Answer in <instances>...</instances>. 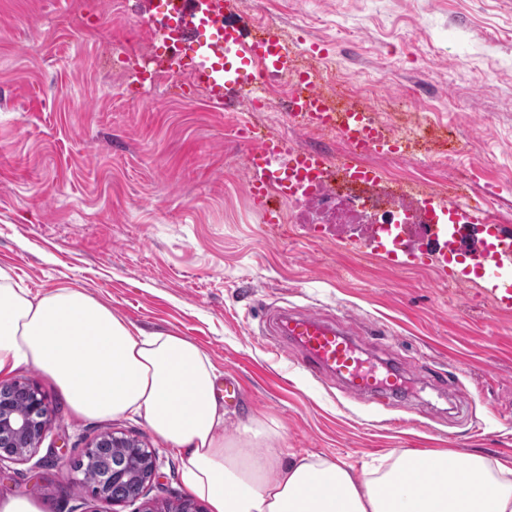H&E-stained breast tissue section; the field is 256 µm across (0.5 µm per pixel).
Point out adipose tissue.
<instances>
[{"instance_id": "ef3b65f1", "label": "adipose tissue", "mask_w": 512, "mask_h": 512, "mask_svg": "<svg viewBox=\"0 0 512 512\" xmlns=\"http://www.w3.org/2000/svg\"><path fill=\"white\" fill-rule=\"evenodd\" d=\"M24 365L81 417H141L181 455L183 485L209 512H512V468L483 456L402 450L358 474L323 455L285 458L258 418L227 439L217 369L196 343L144 332L76 288L31 295L1 266L0 381ZM315 482L325 495L309 493Z\"/></svg>"}]
</instances>
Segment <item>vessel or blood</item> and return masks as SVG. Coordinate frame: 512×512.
Returning <instances> with one entry per match:
<instances>
[{
    "label": "vessel or blood",
    "instance_id": "vessel-or-blood-1",
    "mask_svg": "<svg viewBox=\"0 0 512 512\" xmlns=\"http://www.w3.org/2000/svg\"><path fill=\"white\" fill-rule=\"evenodd\" d=\"M158 40L176 35L180 41L193 40L208 35L209 54L203 61L185 56L179 59V69L188 71L196 86L201 88L209 104L224 103V90L234 87L236 100L246 107L262 108L265 100L260 85L252 72L255 62H263L268 73L293 72L296 92L294 109L312 123L337 126L349 147L338 156V163L352 175L366 179L374 178V171L361 167L360 158L373 148L398 151L400 138L391 136L374 124L364 109L355 106L341 107L328 102L317 91L319 74L312 68H297L295 52L288 44L269 34L252 39H243L237 28L230 26L222 10L200 12L197 0H173L169 15L161 26L156 27ZM234 47V61H226L224 50ZM288 159L290 181L320 180L327 172L329 156L317 151L301 150L285 153L282 144L264 141L260 149L251 151L247 167L252 176L247 183L248 194L258 203H265L270 190V174L280 157ZM449 209L462 213L470 224H489L487 208L481 204H464L458 199L448 201ZM512 252V236L499 235L493 241L480 244L476 251L466 254L476 278L489 282L496 308L502 312L512 311V280L496 278L494 271L506 253ZM277 335L298 348L304 366L316 377L340 378L347 393L365 396L379 393L387 397L403 394L399 374L381 372L376 366L362 359L357 345L336 325L313 313H281L275 323Z\"/></svg>",
    "mask_w": 512,
    "mask_h": 512
}]
</instances>
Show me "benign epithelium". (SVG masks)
I'll return each instance as SVG.
<instances>
[{
	"mask_svg": "<svg viewBox=\"0 0 512 512\" xmlns=\"http://www.w3.org/2000/svg\"><path fill=\"white\" fill-rule=\"evenodd\" d=\"M19 390L23 393L27 409L21 415L10 411L12 397L9 393ZM51 421V412L45 396L37 386L20 380L0 383V462L5 460L24 461L39 447ZM130 448L140 457V468L136 473L130 472L122 463L94 474L78 468L74 472L82 477L74 478V482L91 489L92 494L103 497L114 506H125L139 500L147 486L158 474L159 455L156 449L146 448L139 440L112 433L103 435L92 441L85 449L83 456L92 460L101 454L104 447ZM125 485L130 493L125 498L110 496L112 487Z\"/></svg>",
	"mask_w": 512,
	"mask_h": 512,
	"instance_id": "obj_1",
	"label": "benign epithelium"
}]
</instances>
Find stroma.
<instances>
[{"label": "stroma", "instance_id": "stroma-1", "mask_svg": "<svg viewBox=\"0 0 512 512\" xmlns=\"http://www.w3.org/2000/svg\"><path fill=\"white\" fill-rule=\"evenodd\" d=\"M76 2L0 0V266L32 294L71 286L137 327L190 338L243 390L227 435L260 418L284 454L358 469L400 448L512 466V313L485 284L443 281L433 261L392 267L332 224H264L246 192L247 149L224 136L229 120L261 113L212 108L185 73L172 87L149 0H92L83 35L63 25ZM221 2L246 34L265 18L300 50L324 44L353 90L377 86L378 117L408 148L371 163L482 196L512 233V0ZM131 48L161 81L121 79ZM265 124L267 140L343 150L338 137ZM280 308L350 329L363 356L401 371L410 399L356 398L314 379L295 350L274 355L265 330ZM16 377L44 393L51 429L29 460L0 463V500L113 512L72 483L74 462L108 432L157 450V512L185 498L179 456L141 419L79 417L36 367Z\"/></svg>", "mask_w": 512, "mask_h": 512}]
</instances>
